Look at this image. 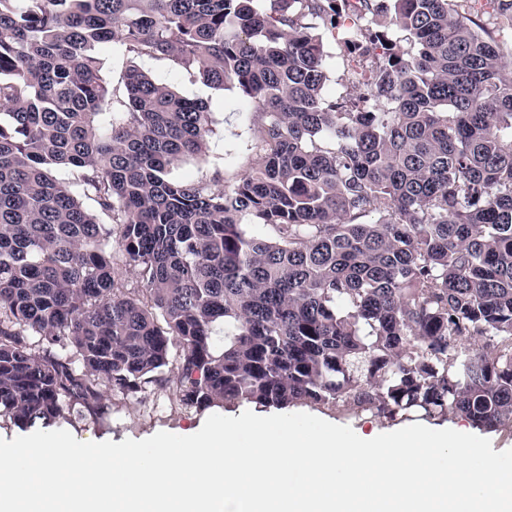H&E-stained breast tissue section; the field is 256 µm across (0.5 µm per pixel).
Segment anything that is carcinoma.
<instances>
[{
  "mask_svg": "<svg viewBox=\"0 0 512 512\" xmlns=\"http://www.w3.org/2000/svg\"><path fill=\"white\" fill-rule=\"evenodd\" d=\"M501 27L512 0H0V416L103 419L107 391L154 383L199 409L512 429ZM326 36L357 63L334 98ZM109 42L133 61L119 88ZM144 58L237 86L260 164L231 185L169 178L211 113ZM101 59V73L105 80L113 84H118L129 66V60L124 50L109 43L104 45L99 51Z\"/></svg>",
  "mask_w": 512,
  "mask_h": 512,
  "instance_id": "1",
  "label": "carcinoma"
}]
</instances>
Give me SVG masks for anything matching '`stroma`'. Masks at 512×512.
Segmentation results:
<instances>
[{
  "label": "stroma",
  "mask_w": 512,
  "mask_h": 512,
  "mask_svg": "<svg viewBox=\"0 0 512 512\" xmlns=\"http://www.w3.org/2000/svg\"><path fill=\"white\" fill-rule=\"evenodd\" d=\"M140 66L156 79L173 85L186 98L207 103L212 113V132L204 153L175 165L171 178L195 181L217 174L231 184L258 165L253 105L239 89L207 85L195 75L174 70L164 59H144ZM106 399L111 406L107 419L73 415L60 421L59 429L69 431L80 441L119 443L126 439L142 440L160 431L182 435L190 430H200L210 415L237 417L245 410L241 404L227 406L221 403L202 409L186 408L168 392L152 384L128 397L110 392Z\"/></svg>",
  "instance_id": "1"
}]
</instances>
